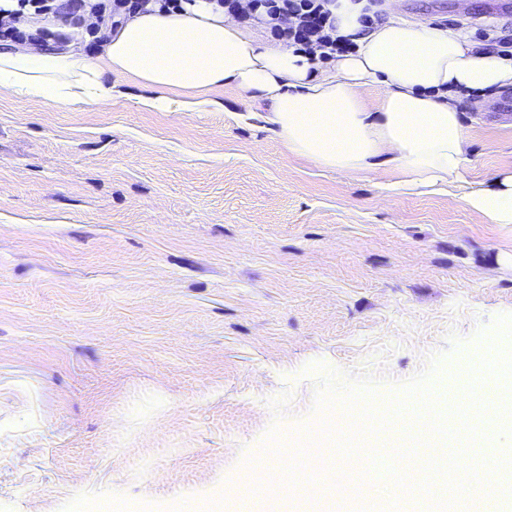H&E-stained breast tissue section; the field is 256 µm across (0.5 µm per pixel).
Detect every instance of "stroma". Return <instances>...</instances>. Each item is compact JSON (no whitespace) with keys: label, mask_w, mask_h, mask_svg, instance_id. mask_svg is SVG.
<instances>
[{"label":"stroma","mask_w":512,"mask_h":512,"mask_svg":"<svg viewBox=\"0 0 512 512\" xmlns=\"http://www.w3.org/2000/svg\"><path fill=\"white\" fill-rule=\"evenodd\" d=\"M490 0H383L419 22L512 35ZM64 110L0 99V512H432L342 455L302 490L243 484L320 434L322 363L381 398L446 379L512 314V224L460 188L288 153L266 101L224 87L151 112L141 88ZM465 185L512 171V88L463 101Z\"/></svg>","instance_id":"35a3bbf8"}]
</instances>
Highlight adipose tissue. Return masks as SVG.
Wrapping results in <instances>:
<instances>
[{"instance_id": "obj_1", "label": "adipose tissue", "mask_w": 512, "mask_h": 512, "mask_svg": "<svg viewBox=\"0 0 512 512\" xmlns=\"http://www.w3.org/2000/svg\"><path fill=\"white\" fill-rule=\"evenodd\" d=\"M363 8L362 0H335L336 31L356 49L329 72L317 58L267 43L212 0H194L181 13L153 9L122 21L95 58L72 47L0 44V98L90 107L114 97L118 75L150 89L140 106L169 112L175 93L202 99L231 85L270 100V130L318 166L366 175L390 167L417 186L460 181L468 143L458 96L512 87V56L476 48L466 29L398 16L368 30ZM370 84L386 87L374 112L357 96ZM465 201L490 223L512 224V174Z\"/></svg>"}]
</instances>
